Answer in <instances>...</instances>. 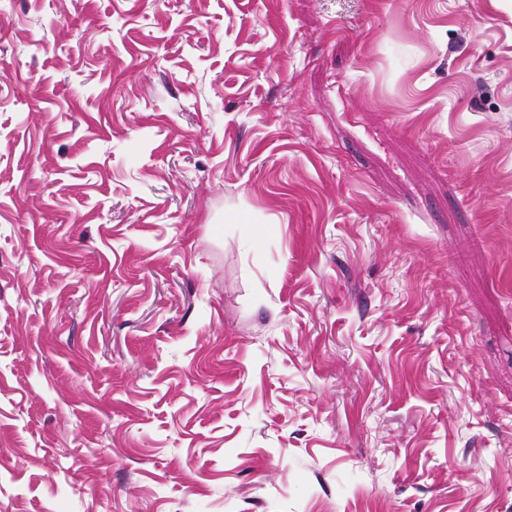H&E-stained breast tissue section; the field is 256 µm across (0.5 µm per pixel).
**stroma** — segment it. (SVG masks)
Returning a JSON list of instances; mask_svg holds the SVG:
<instances>
[{"mask_svg":"<svg viewBox=\"0 0 512 512\" xmlns=\"http://www.w3.org/2000/svg\"><path fill=\"white\" fill-rule=\"evenodd\" d=\"M0 512H512V0H0Z\"/></svg>","mask_w":512,"mask_h":512,"instance_id":"1","label":"stroma"}]
</instances>
